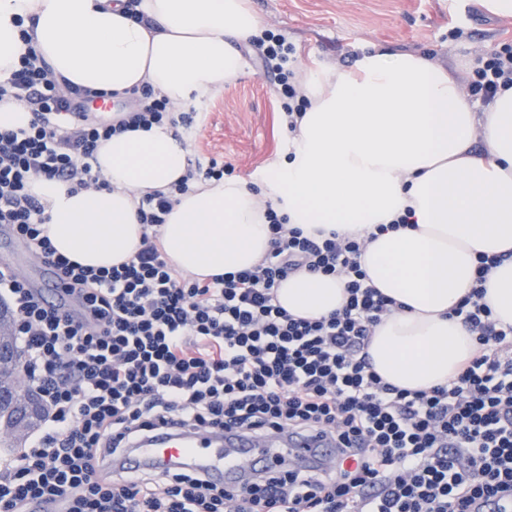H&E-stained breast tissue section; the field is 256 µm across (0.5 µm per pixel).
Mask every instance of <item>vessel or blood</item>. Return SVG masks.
<instances>
[{"instance_id":"obj_1","label":"vessel or blood","mask_w":512,"mask_h":512,"mask_svg":"<svg viewBox=\"0 0 512 512\" xmlns=\"http://www.w3.org/2000/svg\"><path fill=\"white\" fill-rule=\"evenodd\" d=\"M335 453L333 443L314 436H271L262 442L250 435L229 432L218 437H188L170 425L157 430L129 454L125 468L134 473L149 463L201 465L214 482L237 494L246 472L275 471L298 462L324 464Z\"/></svg>"}]
</instances>
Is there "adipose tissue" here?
Listing matches in <instances>:
<instances>
[{"mask_svg": "<svg viewBox=\"0 0 512 512\" xmlns=\"http://www.w3.org/2000/svg\"><path fill=\"white\" fill-rule=\"evenodd\" d=\"M126 5L0 0V82L30 46L69 85L118 98L148 87L179 110L204 105L245 74V52L259 33L247 0H139L133 17ZM303 70L310 105L288 135L287 156L251 183L194 182L166 217L165 257L198 278L253 267L270 247L267 200L311 237L371 232L412 210L414 228L378 236L361 258L370 284L397 303L375 327L368 352L375 371L397 387L446 383L475 349L450 312L474 284L478 255L502 258L484 300L512 324V89L480 109L428 54L380 48L349 67L315 62ZM190 159L185 140L155 126L99 145L101 190L32 183L48 204L45 230L57 253L94 268L127 261L143 233L136 198L168 190ZM277 295L288 313L308 318L346 301L338 279L310 273L288 277Z\"/></svg>", "mask_w": 512, "mask_h": 512, "instance_id": "ef3b65f1", "label": "adipose tissue"}]
</instances>
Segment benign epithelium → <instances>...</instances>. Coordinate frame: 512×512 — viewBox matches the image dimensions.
Masks as SVG:
<instances>
[{
  "mask_svg": "<svg viewBox=\"0 0 512 512\" xmlns=\"http://www.w3.org/2000/svg\"><path fill=\"white\" fill-rule=\"evenodd\" d=\"M9 362L20 371L23 355L14 336L13 322L0 326V364ZM0 436L22 447L19 434L41 424L48 416V409L35 390L21 387L14 382L13 374L0 372Z\"/></svg>",
  "mask_w": 512,
  "mask_h": 512,
  "instance_id": "1",
  "label": "benign epithelium"
}]
</instances>
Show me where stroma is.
<instances>
[{
    "label": "stroma",
    "instance_id": "35a3bbf8",
    "mask_svg": "<svg viewBox=\"0 0 512 512\" xmlns=\"http://www.w3.org/2000/svg\"><path fill=\"white\" fill-rule=\"evenodd\" d=\"M262 29L285 36L298 61L350 66L365 50L420 51L465 75L474 58L512 37V20L494 17L474 0H251ZM462 22L474 32L453 41L448 28ZM254 64L237 83L216 95L189 129L193 157L232 164L249 180L281 157L287 133L273 80Z\"/></svg>",
    "mask_w": 512,
    "mask_h": 512
}]
</instances>
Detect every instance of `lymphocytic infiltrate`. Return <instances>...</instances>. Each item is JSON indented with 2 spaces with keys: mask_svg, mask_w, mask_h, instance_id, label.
<instances>
[{
  "mask_svg": "<svg viewBox=\"0 0 512 512\" xmlns=\"http://www.w3.org/2000/svg\"><path fill=\"white\" fill-rule=\"evenodd\" d=\"M259 45L295 131L308 106L294 81L296 50L274 34ZM465 83L485 105L511 89L512 40L476 57ZM3 96L32 119L0 132V224L56 269L77 313L0 267V300L28 356L25 381L50 409L29 448L0 464V512L61 499L64 512H475L512 496V325L483 301L496 259L478 258L475 287L450 312L476 340L464 369L445 384L401 389L383 381L367 351L395 302L369 285L358 239L305 236L271 209L270 248L252 268L194 279L167 262L159 236L176 195L192 180L223 179L231 165L209 160L169 192L143 196L145 232L120 266L89 268L56 252L31 183L103 188L92 165L99 142L155 124L190 128L196 110L173 113L145 91L101 119L89 110L100 92L64 84L32 49L0 84ZM303 271L342 280L344 306L320 318L288 313L277 288ZM168 423L198 435L316 431L335 441L336 456L318 472L249 476L237 497L176 467L127 476L105 467L104 457Z\"/></svg>",
  "mask_w": 512,
  "mask_h": 512,
  "instance_id": "f902f5d3",
  "label": "lymphocytic infiltrate"
}]
</instances>
